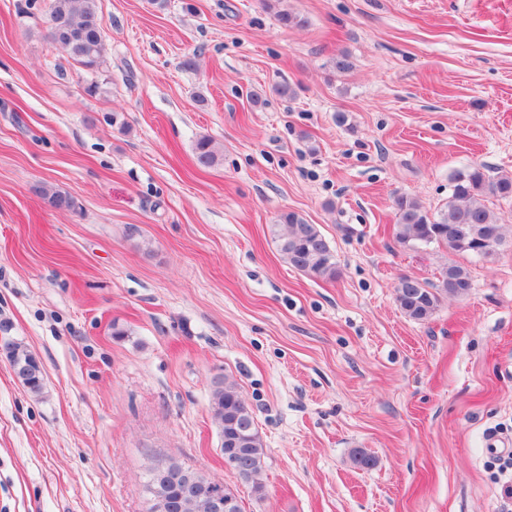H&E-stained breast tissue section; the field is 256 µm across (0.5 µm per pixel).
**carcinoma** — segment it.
Returning <instances> with one entry per match:
<instances>
[{
	"instance_id": "cac0c4a2",
	"label": "carcinoma",
	"mask_w": 512,
	"mask_h": 512,
	"mask_svg": "<svg viewBox=\"0 0 512 512\" xmlns=\"http://www.w3.org/2000/svg\"><path fill=\"white\" fill-rule=\"evenodd\" d=\"M48 21L53 42L90 74L103 72L104 26L97 13L96 0H51ZM195 152L203 166H212L219 158L214 143L206 137L197 140ZM449 189L447 203L435 213L413 198L397 197L395 240L415 249L435 245L452 255L479 259L494 256L506 244V234L491 204L512 200V176H493L484 164L470 165L451 175ZM41 193L57 209L75 208V201L60 191L50 193L43 189ZM275 227L279 228L275 232L279 252L288 265L313 278H336L335 255L316 225L308 223L297 212L284 211ZM471 288L469 269L451 260L442 268L440 284L435 287L402 277L396 289V303L409 319L426 321L435 313L440 295L463 297ZM16 375L31 393H42V375L24 368L18 369ZM210 405L213 423L224 439L222 448L240 449L237 478L250 485L257 498H262L265 495L261 476L266 464V448L238 384L227 377L217 380ZM164 467L167 471L164 479L157 478L151 466L146 471L150 512H203L202 504L185 492L182 479L187 474L202 479L206 475L172 458L164 462Z\"/></svg>"
}]
</instances>
